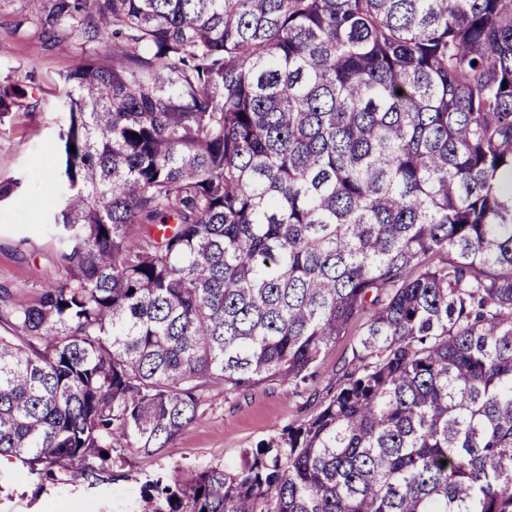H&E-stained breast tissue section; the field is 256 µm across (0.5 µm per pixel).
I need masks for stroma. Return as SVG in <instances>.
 Returning a JSON list of instances; mask_svg holds the SVG:
<instances>
[{
  "label": "stroma",
  "mask_w": 512,
  "mask_h": 512,
  "mask_svg": "<svg viewBox=\"0 0 512 512\" xmlns=\"http://www.w3.org/2000/svg\"><path fill=\"white\" fill-rule=\"evenodd\" d=\"M28 27L26 0H0V89L15 83L37 87L34 97L0 120V181L32 172L56 188L57 134L69 115L54 103L60 74L80 58L72 49L42 45ZM48 212L47 202L29 193L0 203V288L23 299L35 298L64 276ZM362 332L361 322L352 323L301 388L270 383L228 396L222 382L209 383L203 415L169 448L155 455L128 449L126 462L114 463L111 477L103 480L62 471L40 488L25 469L1 459L0 512H131L146 482L158 476L176 471L188 480L213 467L233 469L246 450L314 413Z\"/></svg>",
  "instance_id": "1"
}]
</instances>
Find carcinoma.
Returning <instances> with one entry per match:
<instances>
[{"label":"carcinoma","mask_w":512,"mask_h":512,"mask_svg":"<svg viewBox=\"0 0 512 512\" xmlns=\"http://www.w3.org/2000/svg\"><path fill=\"white\" fill-rule=\"evenodd\" d=\"M27 2L81 62L65 276L0 305V458L99 480L365 316L309 419L133 512H512V0Z\"/></svg>","instance_id":"obj_1"}]
</instances>
